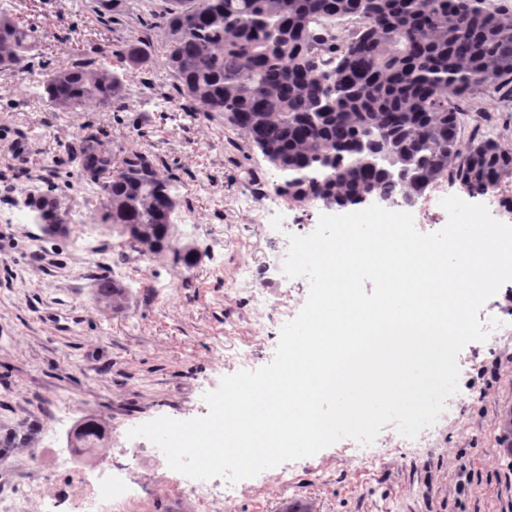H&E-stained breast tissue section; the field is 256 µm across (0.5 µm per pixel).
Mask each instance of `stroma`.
Returning a JSON list of instances; mask_svg holds the SVG:
<instances>
[{"mask_svg": "<svg viewBox=\"0 0 512 512\" xmlns=\"http://www.w3.org/2000/svg\"><path fill=\"white\" fill-rule=\"evenodd\" d=\"M14 12L37 30L34 63L50 68L77 59L99 61L126 38L142 41L144 57L126 66L127 95L110 109L87 104L58 112L32 96L27 80L0 74V427L19 421L33 443L0 461V501L31 488L29 512H71L75 499L118 472L137 496L105 512H217L192 496L183 474L132 427L159 417L206 415L205 393L223 376L270 363L283 306L300 312L307 279L282 272L289 235H306L320 212L270 203L280 176L243 135L200 112H164L168 53L162 28L110 33L73 0H13ZM461 137L490 138L512 151V101L483 95L459 104ZM107 130L113 147L148 155L158 174L174 178L180 212L172 247L132 250L99 223L101 198L59 163L62 143ZM55 182L54 196L74 220L64 235L37 222L12 224L23 207L26 173ZM197 261H177V249ZM253 288L232 289L242 270ZM107 279L125 288L120 305L98 297ZM267 301L257 313L253 294ZM512 353V333L466 345L458 356L459 391L437 422L408 439L386 425L368 449L345 438L311 457L241 480L230 512H505L512 502V454L498 445L512 431V370L485 385L480 364ZM108 427L105 448L71 455L68 438L82 420ZM71 455L63 468L59 459Z\"/></svg>", "mask_w": 512, "mask_h": 512, "instance_id": "stroma-1", "label": "stroma"}]
</instances>
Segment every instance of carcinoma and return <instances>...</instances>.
<instances>
[{"mask_svg": "<svg viewBox=\"0 0 512 512\" xmlns=\"http://www.w3.org/2000/svg\"><path fill=\"white\" fill-rule=\"evenodd\" d=\"M161 13L175 95L243 133L263 159L288 178L275 189L293 203L326 207L363 204L378 194L393 203L418 199L446 176L470 194L486 195L512 177V152L486 139L461 150L464 113L452 100L481 92L512 98V10L487 0H165ZM109 31L126 21L102 0L92 6ZM349 20L333 32L326 22ZM34 28L0 0V72H33ZM128 40L117 61L41 68L38 97L51 108L87 102L103 109L124 97L120 68L140 59ZM101 195L100 223L119 226L131 245L140 233L170 247L173 179L152 160L119 154L95 139L64 145ZM332 166H322L325 154ZM26 206L54 216L51 190L33 186ZM33 426L8 432L9 447L26 443ZM106 429L80 423L69 447L86 456L104 447Z\"/></svg>", "mask_w": 512, "mask_h": 512, "instance_id": "1", "label": "carcinoma"}]
</instances>
